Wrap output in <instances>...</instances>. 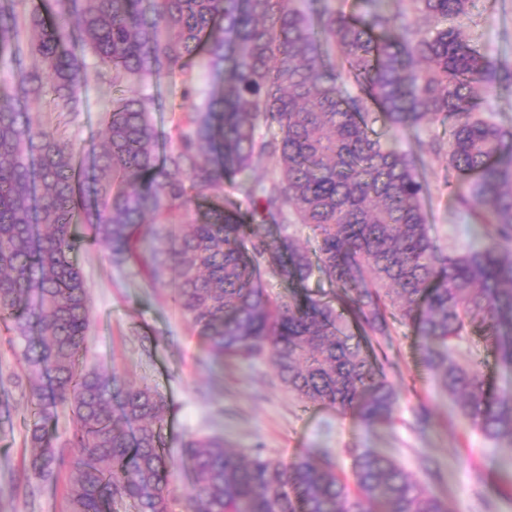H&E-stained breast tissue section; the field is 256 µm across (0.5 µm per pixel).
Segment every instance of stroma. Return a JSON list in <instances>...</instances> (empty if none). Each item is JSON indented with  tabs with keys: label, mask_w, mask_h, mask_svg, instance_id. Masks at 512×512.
<instances>
[{
	"label": "stroma",
	"mask_w": 512,
	"mask_h": 512,
	"mask_svg": "<svg viewBox=\"0 0 512 512\" xmlns=\"http://www.w3.org/2000/svg\"><path fill=\"white\" fill-rule=\"evenodd\" d=\"M468 30L489 57L512 63V0L479 6ZM85 64L83 110L67 124L66 134L88 150L101 142L103 117L117 91L98 77L93 56H86ZM146 92L155 98L154 120L165 132L190 106L174 81L149 82ZM424 176L430 186L428 219L438 244L452 252L477 242L480 229L446 188L445 163L427 158ZM76 262L88 288L92 318L85 363L130 383H149L164 396L168 411L163 434L175 495L191 483L183 442L218 435L231 447L285 462L303 451L323 449L344 476L351 473L350 449H372L392 456L413 478L427 483L449 512H512V447L492 445L453 414L447 394L421 362V340L412 329L397 327L387 348L386 376L401 391L395 421L369 427L335 408L300 403L283 387L269 358L214 362L176 304L173 284L154 283L140 263L115 268L108 251L97 244L84 245ZM455 352L463 363L477 359L493 387H512V371L499 364L486 337L473 334L457 341ZM0 373L17 378L8 387L11 419L0 423V512H68L67 471L45 482L37 498L26 494L27 434L34 420L29 372L18 341L4 329ZM422 406L430 411L424 429L416 424Z\"/></svg>",
	"instance_id": "obj_1"
}]
</instances>
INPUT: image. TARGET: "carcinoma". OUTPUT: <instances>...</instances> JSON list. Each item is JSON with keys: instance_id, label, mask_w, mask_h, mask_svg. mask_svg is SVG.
I'll use <instances>...</instances> for the list:
<instances>
[{"instance_id": "cac0c4a2", "label": "carcinoma", "mask_w": 512, "mask_h": 512, "mask_svg": "<svg viewBox=\"0 0 512 512\" xmlns=\"http://www.w3.org/2000/svg\"><path fill=\"white\" fill-rule=\"evenodd\" d=\"M0 0V61L18 81L0 84V322L44 382L30 403L27 479L64 464L48 426L67 409L75 429L70 512H448L393 457L352 449V482L327 453L289 463L246 454L222 437L183 443L191 488L178 500L163 436L167 404L152 386L128 385L80 364L91 324L85 241L120 267L136 259L175 300L216 359L269 356L305 404L357 411L368 426L392 421L399 398L382 341L414 329L422 359L464 420L512 447V388L490 390L478 363L453 342L493 337L512 370V131L493 118L512 66L485 55L467 28L478 0H359L351 12L312 0ZM98 75L125 90L104 118V141L85 155L59 127L35 128L27 104L82 111L87 52ZM214 76L200 90L198 71ZM180 83L193 98L164 134L145 82ZM393 134L448 125V136ZM442 159L448 188L484 242L446 253L432 235L422 175ZM270 173L257 178L256 159ZM250 184L252 207L224 205V184ZM194 207L179 235L168 216ZM82 222L84 239L75 233ZM272 225L271 239L262 229ZM299 225L305 241L288 232ZM270 269L289 287L274 293ZM319 274L336 302L313 296Z\"/></svg>"}]
</instances>
